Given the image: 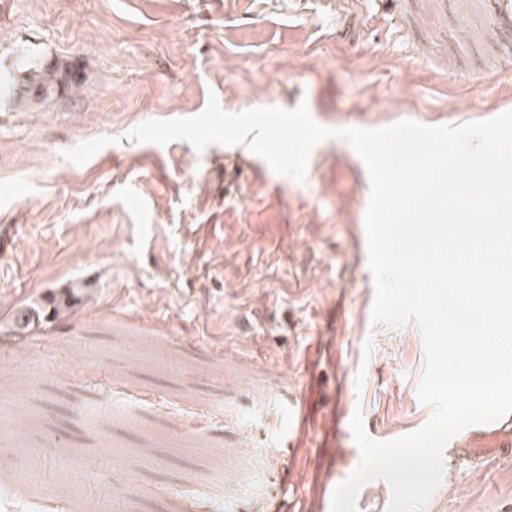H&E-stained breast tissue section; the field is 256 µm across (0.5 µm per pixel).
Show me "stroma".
I'll return each instance as SVG.
<instances>
[{
	"mask_svg": "<svg viewBox=\"0 0 512 512\" xmlns=\"http://www.w3.org/2000/svg\"><path fill=\"white\" fill-rule=\"evenodd\" d=\"M0 0V64L70 85L0 110V512H330L361 462L433 416L419 327L371 320L370 182L343 140L303 182L241 146L126 140L152 119L294 108L319 124L512 110L494 0ZM116 137L86 164L62 151ZM85 283L29 336L17 313ZM312 423L289 447L288 402ZM425 512H512V459L446 466Z\"/></svg>",
	"mask_w": 512,
	"mask_h": 512,
	"instance_id": "obj_1",
	"label": "stroma"
}]
</instances>
